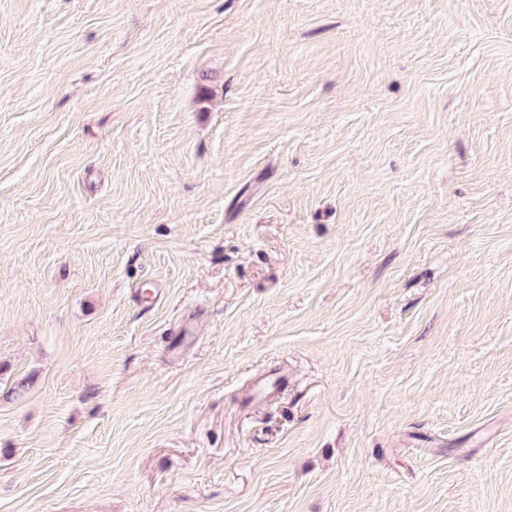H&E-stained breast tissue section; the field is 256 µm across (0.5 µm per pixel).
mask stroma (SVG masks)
<instances>
[{
  "label": "stroma",
  "instance_id": "stroma-1",
  "mask_svg": "<svg viewBox=\"0 0 512 512\" xmlns=\"http://www.w3.org/2000/svg\"><path fill=\"white\" fill-rule=\"evenodd\" d=\"M0 512H512V0H0Z\"/></svg>",
  "mask_w": 512,
  "mask_h": 512
}]
</instances>
